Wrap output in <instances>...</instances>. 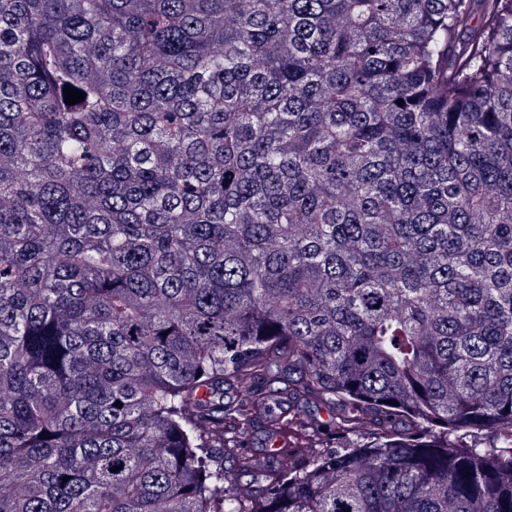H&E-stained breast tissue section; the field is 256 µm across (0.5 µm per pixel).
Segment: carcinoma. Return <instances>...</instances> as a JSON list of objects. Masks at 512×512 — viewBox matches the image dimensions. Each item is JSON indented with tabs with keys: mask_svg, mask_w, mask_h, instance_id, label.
Here are the masks:
<instances>
[{
	"mask_svg": "<svg viewBox=\"0 0 512 512\" xmlns=\"http://www.w3.org/2000/svg\"><path fill=\"white\" fill-rule=\"evenodd\" d=\"M0 512H512V0H0Z\"/></svg>",
	"mask_w": 512,
	"mask_h": 512,
	"instance_id": "obj_1",
	"label": "carcinoma"
}]
</instances>
